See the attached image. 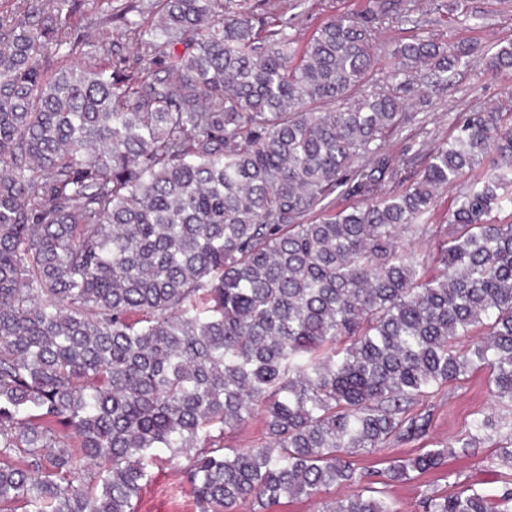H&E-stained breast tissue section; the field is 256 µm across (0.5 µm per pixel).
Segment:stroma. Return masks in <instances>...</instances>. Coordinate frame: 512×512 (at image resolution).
Segmentation results:
<instances>
[{"instance_id":"1","label":"stroma","mask_w":512,"mask_h":512,"mask_svg":"<svg viewBox=\"0 0 512 512\" xmlns=\"http://www.w3.org/2000/svg\"><path fill=\"white\" fill-rule=\"evenodd\" d=\"M367 0H247L246 6L265 20L279 16H295L292 34L297 46H304L315 34L323 19L334 13L365 8ZM472 14L467 23H459L450 15L431 14L429 31L443 41H476L489 46L503 39H512V0H468ZM512 96V70L492 74L485 71L481 61L460 69L447 88L431 92L429 101L420 105L427 114L428 129L433 138L443 140L450 136L453 121L466 113L494 105ZM455 189L441 191L436 202L432 224L437 234L432 238L409 237L407 246L425 255L427 262L419 270L420 276L438 274L434 260L439 239L445 238L449 229L448 211L453 205ZM418 412L428 414L429 426L424 437L411 442H391L385 448L358 451L351 457L357 471L362 474V484L385 491L400 512H421L419 502L424 494L438 491L448 494L460 486L483 484L490 494H498L503 486H512V470L494 469L500 454L496 441H483L468 454L448 458L436 469L416 476L405 483L386 482L383 474L391 460L414 455L421 449L445 444L470 429L474 418L493 414L502 418L512 417V408L495 402L488 384V373L479 369L451 382L441 395L424 399ZM183 458H170L168 451L158 450L157 460L150 469V477L135 499V512H195L191 486L185 482L181 467Z\"/></svg>"}]
</instances>
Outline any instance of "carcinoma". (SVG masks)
I'll use <instances>...</instances> for the list:
<instances>
[{
	"instance_id": "cac0c4a2",
	"label": "carcinoma",
	"mask_w": 512,
	"mask_h": 512,
	"mask_svg": "<svg viewBox=\"0 0 512 512\" xmlns=\"http://www.w3.org/2000/svg\"><path fill=\"white\" fill-rule=\"evenodd\" d=\"M234 2L0 16V512H135L158 448L185 459L197 512L313 498L361 482L357 451L423 437L414 407L474 367L512 404V223L494 219L512 210V101L442 142L405 111L477 46L423 31L379 79L380 31L424 26L412 0L331 14L299 51L291 22ZM87 10L137 54L108 33L87 50ZM484 64L512 70V40ZM463 179L425 279L402 234L430 236L421 220ZM336 193L362 202L337 211ZM257 408L265 441L224 447ZM505 426L477 419L388 481ZM504 502L512 488L470 484L420 507ZM321 512L400 509L356 490Z\"/></svg>"
}]
</instances>
